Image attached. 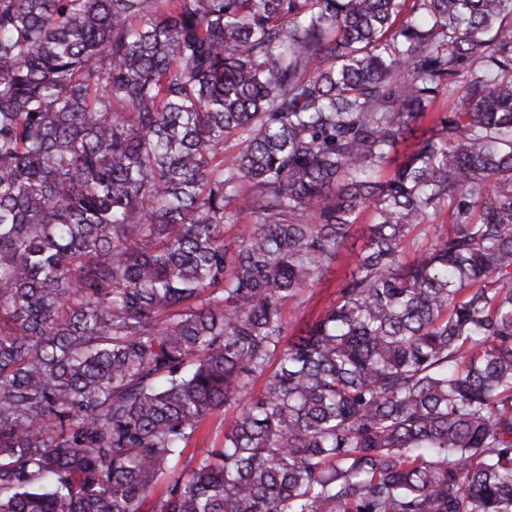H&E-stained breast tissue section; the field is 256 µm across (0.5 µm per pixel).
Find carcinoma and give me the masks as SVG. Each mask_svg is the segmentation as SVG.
Listing matches in <instances>:
<instances>
[{
    "label": "carcinoma",
    "mask_w": 512,
    "mask_h": 512,
    "mask_svg": "<svg viewBox=\"0 0 512 512\" xmlns=\"http://www.w3.org/2000/svg\"><path fill=\"white\" fill-rule=\"evenodd\" d=\"M0 512H512V0H0ZM371 223L370 213L360 216L352 229V237L347 247L342 250L339 259L327 271L321 282L315 287L306 290L299 301L292 300L285 307V318L291 323L288 325V335L299 334L305 321L314 319L321 310L336 298L343 278L355 268L358 252L365 242V225Z\"/></svg>",
    "instance_id": "carcinoma-1"
}]
</instances>
